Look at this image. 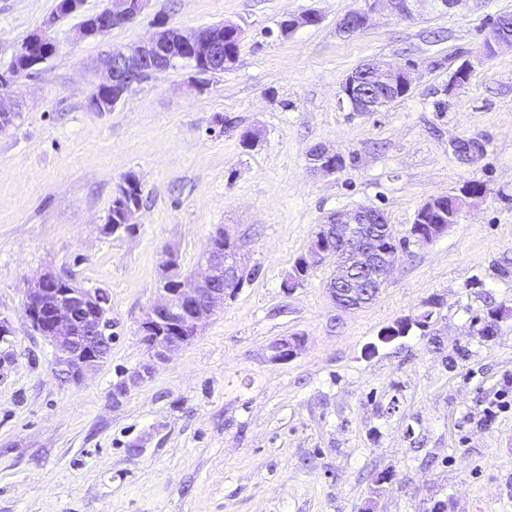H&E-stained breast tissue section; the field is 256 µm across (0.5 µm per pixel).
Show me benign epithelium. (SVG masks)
I'll return each mask as SVG.
<instances>
[{"mask_svg": "<svg viewBox=\"0 0 512 512\" xmlns=\"http://www.w3.org/2000/svg\"><path fill=\"white\" fill-rule=\"evenodd\" d=\"M149 0H106L105 7L90 16L98 37L112 29L134 22L146 10ZM463 0H366L362 9L347 14L341 25L360 31L372 13L388 9L406 18L425 10L445 12L461 7ZM319 22L315 13L293 16L279 28L286 37L296 29ZM54 23L27 36L18 53L37 67L45 60H32L34 49L51 56L56 52L54 40L47 34ZM204 46V65L210 75L224 72V40L218 35L204 37L201 29L186 33L181 28L158 20L154 31L145 40L126 49L107 53L106 75L92 83L86 99L90 112L102 113L122 103L128 94L153 75L176 68L179 64L195 66L187 57L191 49ZM512 48V34H492L483 47L486 57L494 56L503 47ZM14 82L10 72L0 73V128L6 130V120L15 114V105L8 102ZM412 75L406 66H394L372 59L359 71L347 74L340 83L338 103L361 116L379 112L397 97L399 88L409 89ZM312 168L334 174L343 167L340 154L320 146L309 154ZM129 183L120 179L113 200L126 208V223H134L137 210L126 207ZM448 232L446 224H427L423 230L411 227L417 243L430 244ZM399 252L392 225L380 224L377 211L369 207L338 211L327 223L317 225L300 266L284 281L294 288L303 272L312 273L332 261L334 275L327 283L328 293L337 308L349 311L373 301L385 287ZM164 276L159 288L160 298L150 304L139 323L138 332L148 347L149 357L127 379L115 386L113 396H124L130 389L150 379L157 367L171 355L201 335L224 299L238 288L239 278L247 264L241 246L219 226L211 236L200 260V272L182 276L177 272V257L172 252L162 260ZM25 314L31 328L44 337L55 351V372L64 382H79L96 372L108 358L105 347L112 345V318L107 293L101 288L87 289L70 276L46 271L31 280L25 290ZM50 314L49 326H44V314ZM300 336L282 339L273 346L275 358L294 357L303 347Z\"/></svg>", "mask_w": 512, "mask_h": 512, "instance_id": "obj_1", "label": "benign epithelium"}]
</instances>
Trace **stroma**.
<instances>
[{
    "instance_id": "35a3bbf8",
    "label": "stroma",
    "mask_w": 512,
    "mask_h": 512,
    "mask_svg": "<svg viewBox=\"0 0 512 512\" xmlns=\"http://www.w3.org/2000/svg\"><path fill=\"white\" fill-rule=\"evenodd\" d=\"M57 0H0V71L54 19L56 54L14 78L22 103L0 131V512H512V48L482 45L512 0H465L406 19L389 11L348 33L364 0H150L134 23L77 39L84 16ZM317 24L281 37L290 16ZM164 19L185 31H244L236 62L202 77L160 72L105 115L85 98L114 47ZM376 58L410 67L409 93L370 116L338 104L344 76ZM470 63L467 83L452 77ZM251 129L257 146L242 143ZM477 142L462 157L456 142ZM341 171L308 165L312 147ZM136 174L131 231H106L115 186ZM482 183L447 233L409 230L432 196ZM386 214L402 247L370 305L342 312L324 267L283 281L327 216ZM251 276L203 334L153 377L113 398L147 358L138 332L165 251L183 273L216 227ZM47 270L104 289L112 351L81 384L61 382L54 349L24 313ZM498 314L493 335L483 318ZM406 321V336L380 332ZM305 345L279 360L272 346ZM309 163L317 171L333 174L342 169L344 161L340 154L320 146L310 152Z\"/></svg>"
}]
</instances>
